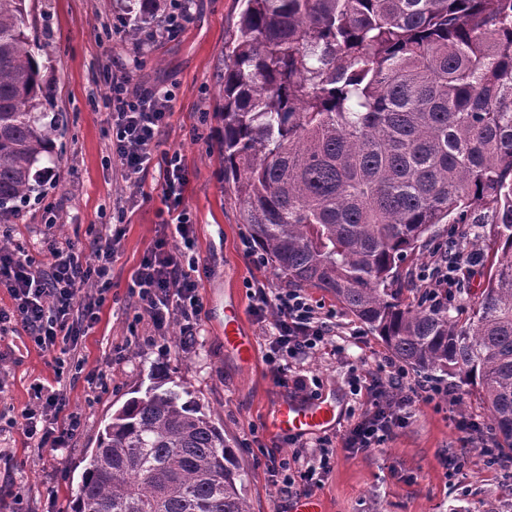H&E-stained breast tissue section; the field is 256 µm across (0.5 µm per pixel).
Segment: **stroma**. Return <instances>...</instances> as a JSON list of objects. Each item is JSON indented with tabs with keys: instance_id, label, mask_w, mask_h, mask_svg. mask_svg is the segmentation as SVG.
<instances>
[{
	"instance_id": "stroma-1",
	"label": "stroma",
	"mask_w": 512,
	"mask_h": 512,
	"mask_svg": "<svg viewBox=\"0 0 512 512\" xmlns=\"http://www.w3.org/2000/svg\"><path fill=\"white\" fill-rule=\"evenodd\" d=\"M188 20L175 34H163L134 50L127 30L135 15L129 0H26L31 50L41 68L46 99L42 109L60 119L61 132L39 163L41 185L23 206L15 236L37 251L51 235L84 245L99 225L123 210L122 234L112 244V288L98 321L81 336L84 372L67 373L71 411L85 426L69 447L37 451L20 426L32 406L34 384L53 385L52 353L32 345L22 327L0 335V512H66L81 482L87 459L112 412L134 391L157 382L185 389L200 399L215 424L231 440L244 472L251 512H290L293 495L274 485L269 455L285 458L292 445L273 433L269 416L291 389L274 380L264 356L268 323L252 311L256 288H279L286 280L274 263L256 264L244 244L250 238L241 207L224 181V42L235 30L239 0H185ZM113 71H131L143 88L172 90V114L140 178L121 177L106 161L108 141L99 112L105 92L103 62ZM180 153L188 172L184 204L192 221L199 259L201 320L190 345L180 343L172 326L167 344L147 345L153 330L138 317L131 293L132 275L156 240L178 245L173 227L161 218L162 173L167 154ZM307 294L336 326L330 349L305 360L319 381V394L337 399L343 418L325 436L336 448L331 473L312 491L329 512H512V479L490 469L479 455L457 474L443 457L465 447L456 425L459 413L485 421L476 390L457 386V405L418 397L401 413L386 442L350 454L342 437L367 411L354 395L352 369H375L390 360L381 339L331 295ZM240 302L246 330L259 359L245 367L224 351V300ZM91 370L107 374L97 388Z\"/></svg>"
}]
</instances>
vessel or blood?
Returning <instances> with one entry per match:
<instances>
[{"instance_id": "1", "label": "vessel or blood", "mask_w": 512, "mask_h": 512, "mask_svg": "<svg viewBox=\"0 0 512 512\" xmlns=\"http://www.w3.org/2000/svg\"><path fill=\"white\" fill-rule=\"evenodd\" d=\"M224 349L232 353L244 366H252L257 348L243 322L239 302L224 306ZM342 408L336 400L319 398L307 401L283 399L273 409L271 425L281 435L307 436L334 428L340 421Z\"/></svg>"}]
</instances>
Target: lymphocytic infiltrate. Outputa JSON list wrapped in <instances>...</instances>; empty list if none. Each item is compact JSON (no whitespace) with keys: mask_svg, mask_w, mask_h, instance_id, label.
Wrapping results in <instances>:
<instances>
[{"mask_svg":"<svg viewBox=\"0 0 512 512\" xmlns=\"http://www.w3.org/2000/svg\"><path fill=\"white\" fill-rule=\"evenodd\" d=\"M104 108L110 160L129 179L144 171L151 147L166 127L171 115V95L158 89L145 90L131 73L113 75L104 66ZM187 171L180 155H173L163 171L162 194L173 217L174 234L180 239L176 248L167 241L157 242L142 258L132 279L139 316L153 328L147 342L165 346L172 325H179L183 336L194 337L198 328L201 301L196 277L198 260L193 254L191 221L182 210V192ZM120 227L105 224L84 246L70 239L51 237L43 242L37 255L14 239L12 230L0 231L5 245L0 248V286L13 300L11 309L0 308V333L16 323L28 333L36 347L56 353L57 371L66 366L82 368L84 358L78 351L79 327H92L97 321L104 295L112 286L113 238ZM478 262L473 251L458 248L456 238L447 247L436 248L421 280L429 282L437 304L451 300V290L461 274ZM255 309L272 315V334L268 339L267 362L278 382L306 396L317 397L307 375H292L288 362L309 357L331 342L335 330L300 288L255 289ZM356 390L364 391L369 410L345 434V452L354 453L380 447L399 421L404 407L416 389L402 367L392 366L387 377L357 375ZM36 403L22 413V429L37 449L62 448L73 440L81 427L77 413L68 409L64 388L36 389ZM294 450L289 458L269 457L267 470L283 489L296 495L308 494L312 485L329 472L333 453L328 438H320L318 461L290 437Z\"/></svg>","mask_w":512,"mask_h":512,"instance_id":"obj_1","label":"lymphocytic infiltrate"}]
</instances>
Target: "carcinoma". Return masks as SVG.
Returning a JSON list of instances; mask_svg holds the SVG:
<instances>
[{
    "label": "carcinoma",
    "mask_w": 512,
    "mask_h": 512,
    "mask_svg": "<svg viewBox=\"0 0 512 512\" xmlns=\"http://www.w3.org/2000/svg\"><path fill=\"white\" fill-rule=\"evenodd\" d=\"M139 42L157 0H139ZM224 43V181L295 288L332 295L400 362L477 389L512 451V0H241ZM25 0H0V223L20 214L59 123ZM499 230L470 306L406 302L400 264L439 224ZM224 430L188 391L115 410L70 512H251Z\"/></svg>",
    "instance_id": "1"
}]
</instances>
